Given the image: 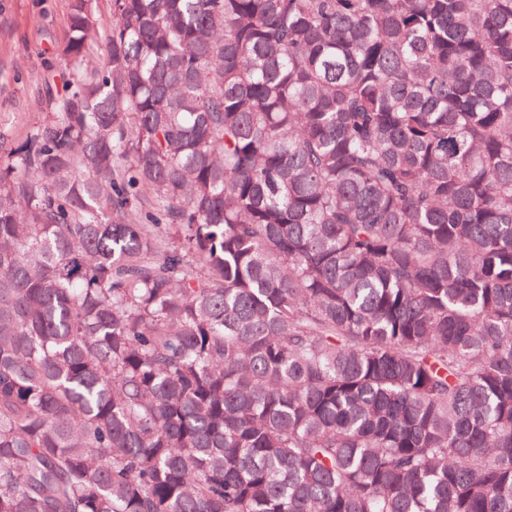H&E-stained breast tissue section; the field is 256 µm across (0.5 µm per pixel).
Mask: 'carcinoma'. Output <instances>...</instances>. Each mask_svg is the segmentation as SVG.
<instances>
[{
	"label": "carcinoma",
	"instance_id": "cac0c4a2",
	"mask_svg": "<svg viewBox=\"0 0 512 512\" xmlns=\"http://www.w3.org/2000/svg\"><path fill=\"white\" fill-rule=\"evenodd\" d=\"M93 2L0 141V512H512V0Z\"/></svg>",
	"mask_w": 512,
	"mask_h": 512
}]
</instances>
